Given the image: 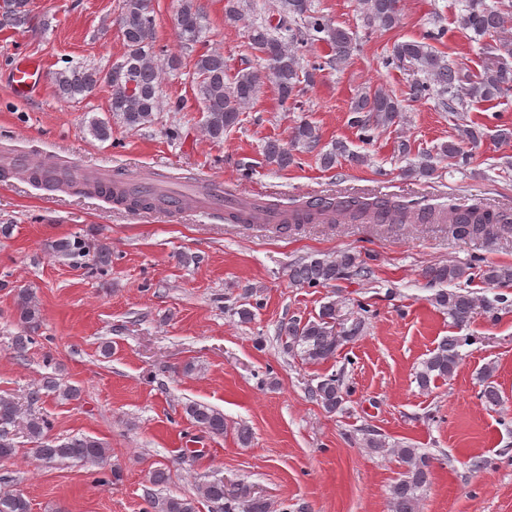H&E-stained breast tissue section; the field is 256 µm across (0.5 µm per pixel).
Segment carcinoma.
Segmentation results:
<instances>
[{"instance_id": "1", "label": "carcinoma", "mask_w": 512, "mask_h": 512, "mask_svg": "<svg viewBox=\"0 0 512 512\" xmlns=\"http://www.w3.org/2000/svg\"><path fill=\"white\" fill-rule=\"evenodd\" d=\"M146 0H121L120 29L126 47L121 64L127 67L129 77L115 79L112 73L102 74L96 68L83 65L69 66L56 72L55 82L61 97L77 101L88 96L105 82L110 88L109 111L123 124L138 127L154 122L162 110L159 96L160 72L154 50L152 30L154 19L147 11ZM399 0H358L366 26L387 31L398 21ZM242 0H225L224 22L233 25L242 16ZM277 23L263 21L249 30L251 48L257 52L273 44L276 56L272 59V80L281 101L294 100L299 96L300 58L295 51L322 35L330 47L332 56L326 64L334 66L348 60L355 49V38L346 29L333 26L312 10L311 0H280ZM180 38L184 47L193 48L199 41L201 9L197 0H181L177 13ZM31 21L27 0H0V29L26 27ZM512 21V2L493 8L486 0H462L459 23L465 30L482 37L492 33L503 35L500 49L512 54V38L505 35L507 24ZM288 33V39L279 36ZM443 31L433 28L426 32L422 41H401L394 44L389 64L408 63L425 74V78L413 81L408 88L409 99L434 98L444 111L457 112L465 100L491 101L512 90V69L491 61L476 79L448 62L434 43L441 40ZM195 88L206 113L204 129L208 137L221 141L224 134L235 127L244 110L250 107L258 92L259 77L248 69L240 68L233 75L226 74L224 56L217 52L197 55L194 62ZM353 123L363 132L377 131L392 126L401 107L392 94L382 88L359 94L351 105ZM93 138L106 141L112 136L110 122L94 118L88 125ZM483 133L475 127L460 130V141L442 144L440 154L450 159L460 155L459 142L478 144ZM321 141L319 128L303 121L293 128L290 146L271 140L265 147L269 164L286 169L295 161L294 147L308 151L316 149ZM346 157L355 165H362L366 157L350 151L346 144L337 141L331 148L318 153L322 167H335L339 157ZM51 188L83 195H94L125 209L148 210L154 198L135 183L121 179L104 182L96 176L69 175L51 185ZM224 220L230 224H268L274 215L281 221L272 225L276 231L298 227L302 224H319L325 221L347 224H446L460 237H493L512 230V211L496 207L479 199L459 206L448 202L443 209L416 208L414 204L392 197L359 195L323 197L314 196L294 202L287 208L275 203L241 202L224 199ZM50 254L70 260L74 264L91 261L99 274L108 272L112 264V252L104 243H92L82 235H70L48 243ZM349 273L364 276L367 267L358 257L343 251L336 257L313 258L291 268L289 278L308 287L327 286ZM424 277L432 284H455L470 279L469 268L457 264H434L424 271ZM489 283L512 281V268L487 265L481 273ZM435 303L448 311V316L458 327H463L479 307L490 308L486 301L462 288L440 289L434 295ZM16 309L23 334L13 339V350L19 357L26 352L42 323V311L34 293L23 290L16 296ZM363 330L358 317L345 314L342 304L332 301L324 304L315 319L290 320L281 324L284 338L283 349L301 360L319 364L335 357L338 349L356 340ZM469 343L467 336H449L443 339L422 363L416 373L419 388L431 389L439 380L451 378L461 360V347ZM495 366L488 364L481 372L484 383L482 398L490 405L500 402L492 377ZM310 398L326 412L341 408L348 395L343 376L335 373L324 375L309 388ZM58 401H72L80 397L73 385L47 376L28 389L26 404L14 396L0 394V462L13 459L18 451L16 438L26 437L36 451V459L46 467L62 463L98 465L107 457L106 443L89 435L70 436L65 439L50 435L51 422L36 405L46 397ZM184 412L196 427L212 435L222 436L226 429L224 413L203 402H190ZM366 447L381 455H392L402 466L400 476L389 486L390 512H420L423 492L430 484L431 460L419 448L399 445L387 446L376 436L365 439ZM198 493L212 503L216 512H271L266 498L258 495L250 486L242 483L226 490L224 478L215 476L198 485ZM153 512H197L196 500L191 497H151ZM0 512H30L29 501L22 493L0 489Z\"/></svg>"}]
</instances>
